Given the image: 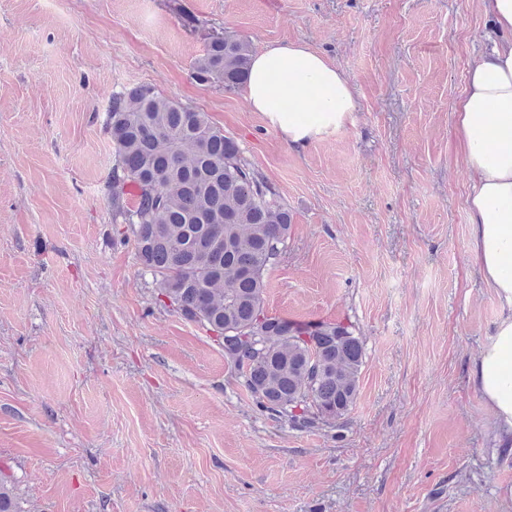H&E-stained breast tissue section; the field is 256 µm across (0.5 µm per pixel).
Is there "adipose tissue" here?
<instances>
[{"mask_svg": "<svg viewBox=\"0 0 512 512\" xmlns=\"http://www.w3.org/2000/svg\"><path fill=\"white\" fill-rule=\"evenodd\" d=\"M494 26L510 33L475 63L456 104L459 143L473 180L471 251L499 307L473 369L492 414L497 444L512 447V0H482ZM246 99L288 145L303 148L335 136L355 103L339 67L297 42L269 45L252 57Z\"/></svg>", "mask_w": 512, "mask_h": 512, "instance_id": "obj_1", "label": "adipose tissue"}]
</instances>
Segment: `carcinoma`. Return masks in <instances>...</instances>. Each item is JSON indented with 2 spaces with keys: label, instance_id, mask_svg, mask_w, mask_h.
I'll return each instance as SVG.
<instances>
[{
  "label": "carcinoma",
  "instance_id": "1",
  "mask_svg": "<svg viewBox=\"0 0 512 512\" xmlns=\"http://www.w3.org/2000/svg\"><path fill=\"white\" fill-rule=\"evenodd\" d=\"M252 54L246 39L213 36L192 79L234 92ZM106 125L117 157L112 220L131 226L159 301L215 335L262 411L300 429L343 418L357 399L363 342L350 325L266 314V274L286 252L292 216L239 144L207 113L149 86L112 93ZM0 512H17L2 475Z\"/></svg>",
  "mask_w": 512,
  "mask_h": 512
}]
</instances>
